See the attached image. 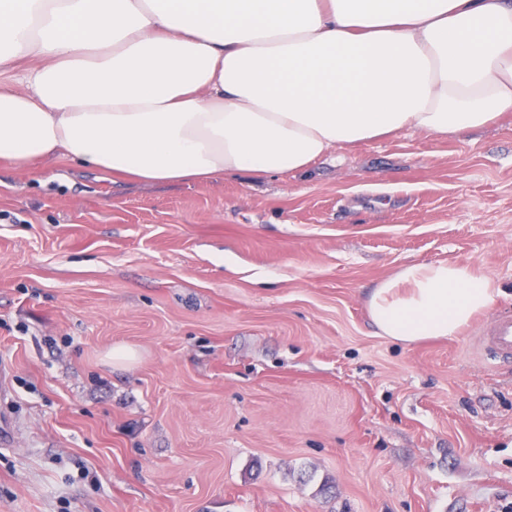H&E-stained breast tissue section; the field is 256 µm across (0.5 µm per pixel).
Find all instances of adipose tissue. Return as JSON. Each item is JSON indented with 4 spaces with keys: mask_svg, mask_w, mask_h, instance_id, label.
I'll list each match as a JSON object with an SVG mask.
<instances>
[{
    "mask_svg": "<svg viewBox=\"0 0 512 512\" xmlns=\"http://www.w3.org/2000/svg\"><path fill=\"white\" fill-rule=\"evenodd\" d=\"M0 158L144 183L306 171L343 147L512 112V0H0ZM498 285L418 262L368 300L383 335L451 337Z\"/></svg>",
    "mask_w": 512,
    "mask_h": 512,
    "instance_id": "ef3b65f1",
    "label": "adipose tissue"
}]
</instances>
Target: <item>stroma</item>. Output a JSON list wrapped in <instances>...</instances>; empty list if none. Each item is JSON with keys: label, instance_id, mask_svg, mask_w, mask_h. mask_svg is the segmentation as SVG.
I'll return each instance as SVG.
<instances>
[{"label": "stroma", "instance_id": "35a3bbf8", "mask_svg": "<svg viewBox=\"0 0 512 512\" xmlns=\"http://www.w3.org/2000/svg\"><path fill=\"white\" fill-rule=\"evenodd\" d=\"M500 296L403 343L417 262ZM512 113L296 175L144 184L0 159V512H512ZM500 293L471 265L418 262L382 281L369 297L368 312L384 336L411 343L457 335ZM480 343L494 357H512V315H500L484 328L479 336Z\"/></svg>", "mask_w": 512, "mask_h": 512}]
</instances>
